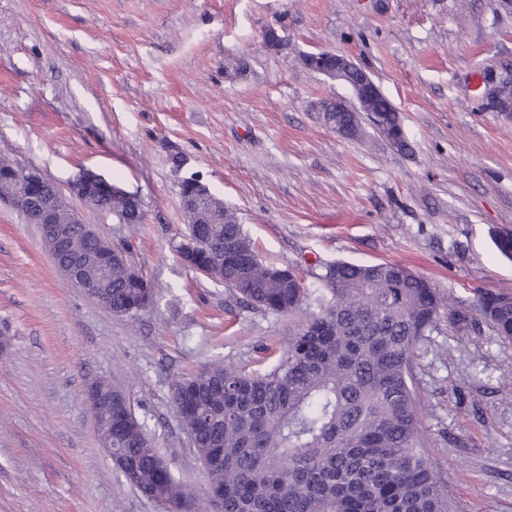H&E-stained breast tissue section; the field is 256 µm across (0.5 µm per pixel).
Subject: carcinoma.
Masks as SVG:
<instances>
[{"label":"carcinoma","mask_w":512,"mask_h":512,"mask_svg":"<svg viewBox=\"0 0 512 512\" xmlns=\"http://www.w3.org/2000/svg\"><path fill=\"white\" fill-rule=\"evenodd\" d=\"M368 113L397 148L408 147L399 113L379 102ZM330 128L357 138L358 112H328ZM120 224L144 211L114 207ZM204 240L191 271L224 284L242 301L294 315L308 296L294 268L261 261L234 212L211 223L186 215ZM68 241L59 261H82L84 281L116 316L146 309L153 290L127 269L129 245H112L83 224H58ZM321 312L289 333L288 350L269 372L247 375L214 362L172 383L179 412L211 494L223 512H451L448 489L421 448L412 351L443 300L421 275L389 262H337L320 276ZM478 311L496 336L512 340V296L479 293ZM94 409L104 443L126 480L171 512L186 491L167 468L117 385L96 384Z\"/></svg>","instance_id":"obj_1"}]
</instances>
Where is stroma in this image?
<instances>
[{
    "mask_svg": "<svg viewBox=\"0 0 512 512\" xmlns=\"http://www.w3.org/2000/svg\"><path fill=\"white\" fill-rule=\"evenodd\" d=\"M271 27L284 48L267 46ZM319 51L371 75L410 152L323 124L315 103L350 91L303 64ZM508 69L512 10L495 0H0V160L64 191L90 168L138 194L136 227L68 203L130 244L154 292L113 316L0 202V512H161L103 450L87 402L99 381L123 388L200 512H216L172 381L217 360L271 370L292 319L180 263L188 177L263 260L304 278L302 314L339 260L401 263L449 298L413 352L424 448L455 512H512V341L475 310L477 291L512 294L493 243L512 232V116L471 88Z\"/></svg>",
    "mask_w": 512,
    "mask_h": 512,
    "instance_id": "obj_1",
    "label": "stroma"
}]
</instances>
